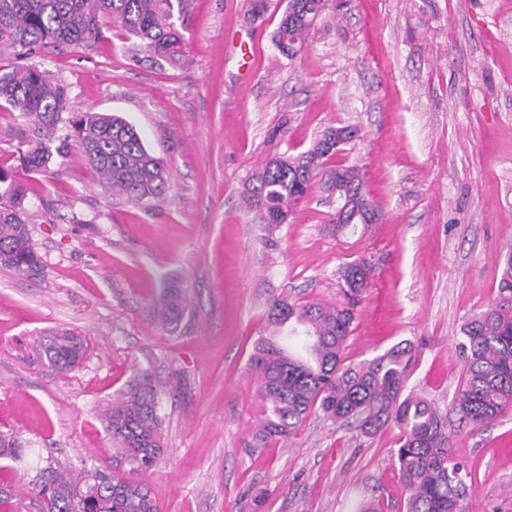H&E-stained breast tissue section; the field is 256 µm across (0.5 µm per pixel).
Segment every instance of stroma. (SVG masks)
Returning a JSON list of instances; mask_svg holds the SVG:
<instances>
[{"label": "stroma", "instance_id": "stroma-1", "mask_svg": "<svg viewBox=\"0 0 512 512\" xmlns=\"http://www.w3.org/2000/svg\"><path fill=\"white\" fill-rule=\"evenodd\" d=\"M286 5L254 21L247 0H194L182 60L160 67L117 28L89 47L0 56L64 85L71 112L122 114L171 167L152 208L106 191L75 142L30 174L12 155L26 121L0 110V166L31 188L42 259L35 278L0 268V432L28 450L0 483L21 512H37L25 473L46 457L143 484L157 512H404L396 427L365 436L314 412L256 447L248 360L270 299L337 304L339 268L363 260L348 360L412 343L409 388L450 408L461 326L512 249V0H327L290 61L272 44ZM330 125L357 128L337 160L363 171L379 222L336 231L316 186L267 232L244 207L246 178ZM166 278L188 290L174 330L153 312ZM62 332L88 351L59 373L39 343ZM145 369L163 390L167 452L142 473L113 453L101 414ZM454 448L472 476L465 512H512V415Z\"/></svg>", "mask_w": 512, "mask_h": 512}]
</instances>
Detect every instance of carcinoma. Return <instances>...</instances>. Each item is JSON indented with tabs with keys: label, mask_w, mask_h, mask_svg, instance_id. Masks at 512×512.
I'll return each mask as SVG.
<instances>
[{
	"label": "carcinoma",
	"mask_w": 512,
	"mask_h": 512,
	"mask_svg": "<svg viewBox=\"0 0 512 512\" xmlns=\"http://www.w3.org/2000/svg\"><path fill=\"white\" fill-rule=\"evenodd\" d=\"M190 0H0V53L31 46L60 48L90 45L105 37L102 21L117 23L136 39V51L154 65L183 57ZM325 10V0H288L273 36L276 50L291 60L302 50L309 30ZM0 106L19 112L27 122L17 136L20 168L42 172L54 156L65 153L70 139L81 147L105 188L115 196L149 207L161 202L170 187L166 159L146 147L136 127L107 112L69 114L64 86L31 66L0 73ZM354 130L328 126L311 147L296 155L261 163L245 185L247 208L266 227L288 223L292 208L308 196L320 178L336 207L347 209L351 224L333 214L339 230L367 225L374 208L362 174L353 166L329 160L348 143ZM0 267L35 276L41 259L31 240L28 191L0 168ZM371 267L354 261L341 267L343 301L336 306L293 304L274 298L267 319L288 336L260 340L249 366L260 379L265 415L264 438L292 433L311 412L319 411L339 426L374 435L390 426L401 432L397 463L408 492L406 512H464L472 487L466 465L454 454L453 438L464 430L487 426L512 412V249L503 260L497 293L462 327L457 344L463 363L458 391L449 410L405 393L416 364L410 345L397 344L371 360L353 363L345 357L361 290ZM186 289L168 281L156 314L163 325L178 326L187 316ZM49 367L72 369L84 354L81 339L55 334L40 343ZM161 389L154 375L138 372L104 415V431L117 456L131 469L152 470L165 452ZM22 449L0 434V459L16 461ZM39 512H155L149 490L100 469L74 474L46 459L28 481Z\"/></svg>",
	"instance_id": "1"
}]
</instances>
